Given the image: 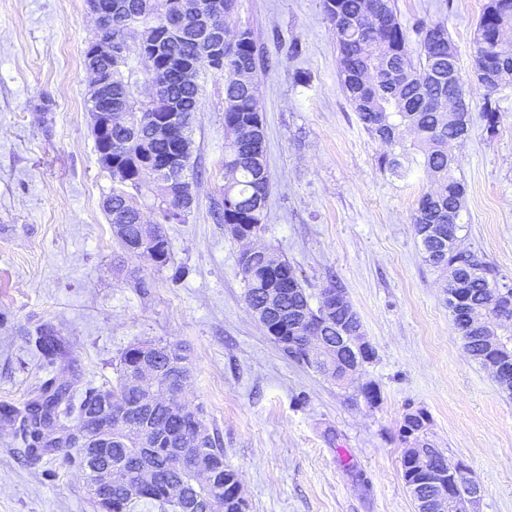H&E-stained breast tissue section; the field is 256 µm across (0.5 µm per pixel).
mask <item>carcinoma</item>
I'll return each mask as SVG.
<instances>
[{
  "instance_id": "obj_1",
  "label": "carcinoma",
  "mask_w": 512,
  "mask_h": 512,
  "mask_svg": "<svg viewBox=\"0 0 512 512\" xmlns=\"http://www.w3.org/2000/svg\"><path fill=\"white\" fill-rule=\"evenodd\" d=\"M190 9H202L220 23V16H231L237 0H183ZM324 9L334 27L340 55L342 87L357 112L360 123L375 141L386 148L377 157V166L385 171L402 167L400 158L405 145L399 138V128L405 126L417 137L423 167L430 180V189L418 200L412 215L415 234L420 225L433 224L440 236L422 239L424 262L448 271L446 293H463L462 302L448 305L452 325L463 341L470 358L485 366L488 358L480 332L470 325V314H482L487 321L500 325L512 323V310L497 306L495 295L511 288L498 268L479 250L461 245L457 221H448V213L458 217L463 206L464 185L455 175L456 159L448 154V144L462 141L468 128L444 110V104L455 99L469 109L463 89V78L453 82L433 79V75L448 73V43L445 26L415 20L412 27L403 26L397 18L394 0H323ZM166 0H112V20L106 22L100 34L104 38L126 42L127 51L136 50L137 31L130 30L126 18L134 15L139 23L162 21ZM512 24V0H487L478 23L474 41L476 69L500 65L512 69V57L502 59L495 50L499 26ZM415 35L417 54L408 50L410 35ZM161 58H192L196 55L193 38H165L153 46ZM259 63L257 44L250 29L243 39L224 51V128H241L260 114L256 95V71ZM165 99L169 106L193 116L201 109L200 81L186 82L180 70L170 68L164 75ZM113 104L126 107L134 118L130 128L112 129L116 149L112 152V231L121 248L127 242H137L144 236V225L131 203L132 191H138L150 178L143 164L147 157L154 167L164 165L169 155L168 143L150 138L151 122L145 102L137 97V82L132 80L127 66L112 68ZM224 194L222 206L212 212L213 220L224 225L235 239L238 227L256 224L258 201L267 200L270 177L265 160V141L259 137L239 139L224 155ZM182 207L177 198L162 199L157 205L161 222L154 225L149 244L138 253L159 266L170 258V242L163 224L174 210ZM238 265L246 285L247 307L260 309L273 289L281 291L282 326L288 336H323L336 342V327L353 335L362 327L357 312L343 308L323 315L324 293L337 290L331 282L318 296L308 293L295 270L274 251L251 247L242 251ZM29 343L50 367L65 355V347L55 331L42 325L29 334ZM143 344L130 346L120 359V376L112 393L116 403L112 410V480L96 484L87 481L88 491L96 506L110 505L109 512H134L136 502H150L165 512L178 509L179 503L168 493L172 485H182L190 495L211 512H247L245 502L235 501V489L240 482L236 471L224 466V448L215 431L199 444V451L214 464L212 477L204 480L187 462L179 469L171 468L168 448L171 440L191 438L197 428L205 425L201 411L182 413L176 396L179 386L191 377L188 356L183 346H162L153 359L155 390L151 391L131 378L130 370L138 363ZM99 387L91 386L77 397L69 385L50 377L44 380L34 397L23 407L0 405V421L12 425L20 437L24 454L29 459L61 455L77 467L81 463L80 449L74 447L71 432H82L83 415L94 404ZM148 420L166 432L155 444L149 460H143L133 442L123 438L135 431V426Z\"/></svg>"
}]
</instances>
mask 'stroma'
Listing matches in <instances>:
<instances>
[{"instance_id":"stroma-1","label":"stroma","mask_w":512,"mask_h":512,"mask_svg":"<svg viewBox=\"0 0 512 512\" xmlns=\"http://www.w3.org/2000/svg\"><path fill=\"white\" fill-rule=\"evenodd\" d=\"M485 2L395 0L402 23H444L457 47L470 106L469 135L450 147L466 188L458 235L512 280V80L491 94L474 74ZM231 21L263 52L261 242L310 293L337 279L375 350L360 381L379 400L286 358L245 304L242 245L210 215L224 187L223 76L201 78L192 160L202 178L185 221L166 225L170 261L157 266L124 254L103 210L112 174L85 110L87 0H0V404H24L49 375L27 339L39 325L77 356L79 389L112 385L135 342L178 343L193 372L185 400L218 432L249 512H416L401 472L412 410L427 414L448 461L469 465L476 512H512V396L466 353L441 274L423 260L411 223L429 186L421 167L378 168L382 147L342 90L323 0H238ZM489 97L501 113L492 130ZM0 512L96 508L75 467L28 460L0 425Z\"/></svg>"}]
</instances>
